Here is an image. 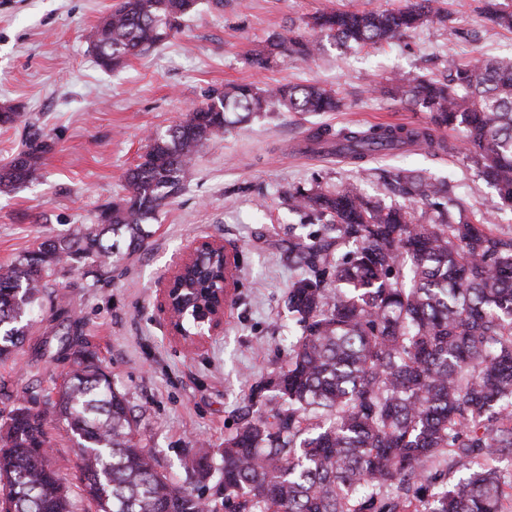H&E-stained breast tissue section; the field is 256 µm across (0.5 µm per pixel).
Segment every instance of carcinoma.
<instances>
[{"label":"carcinoma","instance_id":"1","mask_svg":"<svg viewBox=\"0 0 512 512\" xmlns=\"http://www.w3.org/2000/svg\"><path fill=\"white\" fill-rule=\"evenodd\" d=\"M198 0H120L86 35L97 65L123 68L168 40ZM439 0H405L396 10H324L308 26L338 42L377 46L425 22H443ZM487 19L512 30V7L489 5ZM319 42L294 30L277 35L252 63L276 55L314 58ZM380 92L430 114V126L376 124L318 128L307 148L329 147L355 165L423 144L451 153L436 136L460 130L474 175L493 186L491 210L512 203V58L448 59L440 79L395 75ZM336 91L317 85L228 84L167 134L149 138L128 170V195L99 222L42 239L0 266V360L18 353L53 277L90 260L101 274L137 252L158 210L182 190L199 150L231 124L273 108L334 112ZM49 144L28 130L24 148L0 165V192L37 176ZM392 188L427 206L419 223L406 209L368 200L351 183L334 191L296 188L295 210L323 223L319 242L296 245L307 276L288 294L303 333L270 379L285 407L246 417L219 458L200 447L187 478L220 473L224 512H503L512 482V236L454 212L449 188L409 170ZM355 249L327 264L333 244ZM220 263L190 280L209 288ZM76 348L51 404L78 448L82 497L95 512H216L201 487L159 471L137 440L138 416L86 348L81 321L64 333ZM17 398L0 434V512H76L49 459L45 416Z\"/></svg>","mask_w":512,"mask_h":512}]
</instances>
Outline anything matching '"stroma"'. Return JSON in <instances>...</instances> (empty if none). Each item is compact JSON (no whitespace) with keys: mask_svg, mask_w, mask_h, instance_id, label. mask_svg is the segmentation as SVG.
I'll return each instance as SVG.
<instances>
[{"mask_svg":"<svg viewBox=\"0 0 512 512\" xmlns=\"http://www.w3.org/2000/svg\"><path fill=\"white\" fill-rule=\"evenodd\" d=\"M117 2L0 0V105L21 112L15 124L0 125V164L21 149L28 128H38L50 146L35 180L0 192V265L44 237L97 223L101 210L126 196V172L149 137L202 106L210 90L317 83L345 102L338 112L274 109L229 126L201 149L180 194L152 220L142 250L104 278L87 263L59 275L16 357L0 363V390L42 397L72 365L59 309L83 320L113 383L141 416L143 444L160 470L181 482L196 443L223 447L246 407L270 414L283 405L267 382L302 334L288 310L289 290L303 274L294 246L322 234L321 225L292 209L290 192L353 183L367 199L421 212V204L394 195L383 181L403 169L449 184L470 214L483 213L493 195L458 154L377 155L362 174L336 154H308L299 144L320 126L427 124V112L375 93V85L395 72L441 74L450 55L510 56L512 32L484 19V0H446L450 23H427L373 48L325 37L314 59L278 57L259 71L250 64L253 52L290 29L313 38L305 23L316 11L395 9L405 0H224L220 8L200 0L168 42L107 72L95 64L85 33ZM201 239L223 242L236 256V291L223 332L190 350L171 337L159 284L185 246ZM37 408L46 414L51 463L79 497L67 426L42 400Z\"/></svg>","mask_w":512,"mask_h":512,"instance_id":"obj_1","label":"stroma"}]
</instances>
